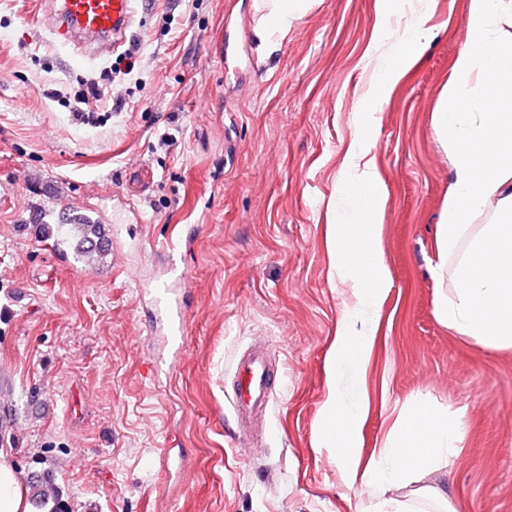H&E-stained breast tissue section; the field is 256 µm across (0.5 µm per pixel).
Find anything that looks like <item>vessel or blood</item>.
<instances>
[{
    "label": "vessel or blood",
    "instance_id": "obj_1",
    "mask_svg": "<svg viewBox=\"0 0 512 512\" xmlns=\"http://www.w3.org/2000/svg\"><path fill=\"white\" fill-rule=\"evenodd\" d=\"M138 0H43L42 20L56 43L75 47L70 66L107 57L118 48L137 16ZM155 329L178 339L184 332L186 311L171 284L154 288ZM235 415L241 430H248L256 411L265 408L271 394L272 373L267 355L247 350L235 361Z\"/></svg>",
    "mask_w": 512,
    "mask_h": 512
}]
</instances>
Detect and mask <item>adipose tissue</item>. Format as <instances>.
<instances>
[{
	"instance_id": "obj_1",
	"label": "adipose tissue",
	"mask_w": 512,
	"mask_h": 512,
	"mask_svg": "<svg viewBox=\"0 0 512 512\" xmlns=\"http://www.w3.org/2000/svg\"><path fill=\"white\" fill-rule=\"evenodd\" d=\"M435 128L455 177L436 232V314L457 334L512 347V0H470ZM489 224L472 231L476 215Z\"/></svg>"
}]
</instances>
